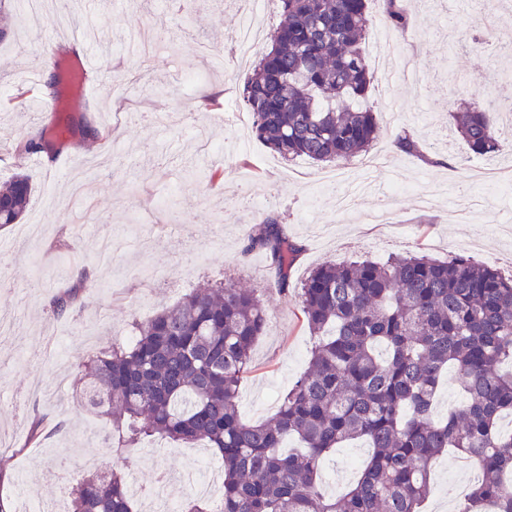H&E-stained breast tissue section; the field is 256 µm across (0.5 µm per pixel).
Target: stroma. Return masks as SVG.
Masks as SVG:
<instances>
[{
  "label": "stroma",
  "instance_id": "stroma-1",
  "mask_svg": "<svg viewBox=\"0 0 512 512\" xmlns=\"http://www.w3.org/2000/svg\"><path fill=\"white\" fill-rule=\"evenodd\" d=\"M20 2L11 0L9 31L0 39V182L22 171L34 185L21 222L0 228V274L6 279L0 317L15 321L13 335L0 337V437L6 442L0 447V498L12 501L17 512H24L31 497L43 512H66L71 486L109 469L145 489L164 475L172 496L191 495L197 466L190 448L148 438L126 454H115L106 442L109 421L79 407L74 395L80 362L123 342L134 321L202 284L228 279L254 289L263 300L266 333L255 348L252 369L241 379L239 409L251 422L275 414L279 395L306 371L314 339L297 298L273 286L266 256L244 250L259 218L249 196L267 197L268 210L285 217L289 235L302 245L291 274L296 284L329 262L416 251L439 259L462 254L512 274V224L503 221L498 192L487 191L486 203L469 223H456L449 209L458 189L473 180L477 163L454 129L453 113L492 88L512 99V79H491L500 60L491 54L480 60L451 45L475 21L492 26L499 37L512 34V0H406L414 25L400 42L429 82L420 95L403 78L377 76V84L391 83L398 109L393 116L383 112L379 93H372L379 123L372 149L385 151L388 165L363 171L374 190L344 214L337 212L334 196L314 192L320 166L297 158L285 167H258L269 149L254 138L240 148L242 131L211 122L199 91L183 95L179 108L171 106L166 88L177 77L198 79L201 89L223 87V103L238 104L251 63L206 74L199 50L204 44L229 48L239 24V0H199L188 24L175 8L157 11L152 0H94L78 13V22L93 26L107 44L104 68L135 77L134 89L127 97L97 98L92 106L49 121L10 97L21 70H50L37 46L41 30L25 23ZM156 16L162 20L164 48L147 64L112 46L115 32ZM151 112L167 114V125L148 122ZM403 130L427 145L440 165L424 164L398 149L394 139ZM31 134L54 146L51 159L39 168L12 147L16 136ZM202 134L224 145L221 176L211 185L187 180L182 165L187 158L197 169L211 168V157L200 149ZM64 156L90 157L97 171L85 185L88 210L80 218L69 208L71 177L52 181L46 175ZM397 184L429 192L441 185L445 192L428 209L415 207L408 195L391 197L394 223H371L380 193ZM80 266L98 286L85 297L79 315L55 318L49 301L73 284ZM35 422L45 437L32 447L27 435ZM368 455L360 442L328 455L322 490L343 493L358 477L347 458ZM470 477L458 453L441 455L425 512H448L451 491Z\"/></svg>",
  "mask_w": 512,
  "mask_h": 512
}]
</instances>
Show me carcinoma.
Listing matches in <instances>:
<instances>
[{
  "label": "carcinoma",
  "mask_w": 512,
  "mask_h": 512,
  "mask_svg": "<svg viewBox=\"0 0 512 512\" xmlns=\"http://www.w3.org/2000/svg\"><path fill=\"white\" fill-rule=\"evenodd\" d=\"M368 0H279V21L245 76L239 101L258 139L285 161L339 164L368 151L378 133L366 105L374 70L362 51ZM388 24L404 34L402 0H383ZM501 105L455 113L476 157L499 151ZM397 147L436 164L406 131ZM34 187L17 173L0 185V227L26 214ZM266 255L286 294L301 251L274 212L251 227L244 251ZM296 297L318 337L307 371L280 398L275 416L248 423L239 384L265 334L267 315L251 288L233 282L195 289L135 324L127 347L78 366L80 403L109 416L111 447L145 438L208 443L224 466L222 512H419L432 463L450 448L477 470L458 512H512V275L469 257L426 254L365 258L313 269ZM76 293L50 311L69 316ZM454 368L464 402L435 417L442 375ZM353 440L371 448L340 496L317 485L323 456ZM69 512H134L126 476L96 472L71 490ZM180 512H211L186 498Z\"/></svg>",
  "instance_id": "carcinoma-1"
}]
</instances>
